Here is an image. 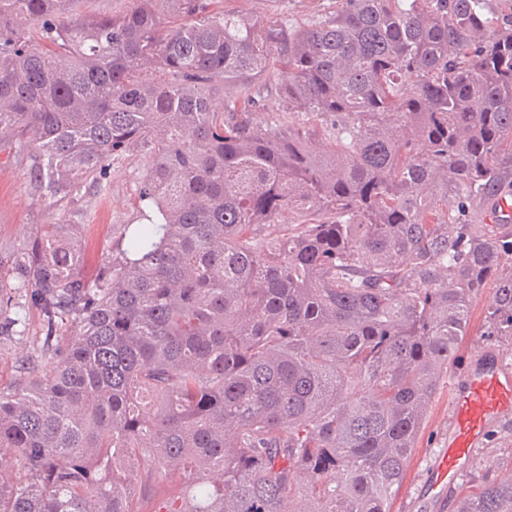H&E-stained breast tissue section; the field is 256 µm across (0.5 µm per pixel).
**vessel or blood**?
Here are the masks:
<instances>
[{"label": "vessel or blood", "instance_id": "b4317fda", "mask_svg": "<svg viewBox=\"0 0 512 512\" xmlns=\"http://www.w3.org/2000/svg\"><path fill=\"white\" fill-rule=\"evenodd\" d=\"M500 418H512V368L486 350L451 386L448 446L431 465L423 498L438 502L455 489L483 446L489 423Z\"/></svg>", "mask_w": 512, "mask_h": 512}]
</instances>
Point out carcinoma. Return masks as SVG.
Masks as SVG:
<instances>
[{
  "label": "carcinoma",
  "instance_id": "1",
  "mask_svg": "<svg viewBox=\"0 0 512 512\" xmlns=\"http://www.w3.org/2000/svg\"><path fill=\"white\" fill-rule=\"evenodd\" d=\"M0 0V139L40 196L144 154L143 224L94 279L79 224L0 250V341L44 336L0 389V512H393L471 295L512 344V17L486 0H339L304 27L213 0ZM28 17L34 34L15 27ZM288 111L250 118L275 69ZM457 185V202L437 189ZM285 209L298 223L277 224ZM303 473L306 481H297ZM457 512H512V481ZM260 95L258 98V104L256 107L254 118L257 121L263 123L275 122L281 126H299V124L305 123L307 129H309L312 136L310 141L314 145L321 144V142H328V131H325V125L317 120H302L303 117L296 116V114L289 113L285 104L280 98L278 86L274 81L262 82L259 85ZM327 138V140L325 139Z\"/></svg>",
  "mask_w": 512,
  "mask_h": 512
}]
</instances>
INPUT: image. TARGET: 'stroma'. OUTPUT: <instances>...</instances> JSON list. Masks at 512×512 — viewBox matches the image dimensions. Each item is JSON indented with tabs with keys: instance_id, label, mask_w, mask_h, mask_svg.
Segmentation results:
<instances>
[{
	"instance_id": "stroma-1",
	"label": "stroma",
	"mask_w": 512,
	"mask_h": 512,
	"mask_svg": "<svg viewBox=\"0 0 512 512\" xmlns=\"http://www.w3.org/2000/svg\"><path fill=\"white\" fill-rule=\"evenodd\" d=\"M217 10L236 13L266 24L282 18L304 26L336 9V0H215ZM254 118L281 126L306 125L310 141L321 144L326 131L321 123L289 113L280 98L275 82L260 84ZM148 169V160L136 152L113 157L107 170L104 192L86 186L75 202H59L51 197L34 195L29 182L28 161L14 158L6 141H0V247L11 248L34 236L41 224H78L88 246L83 271L87 277L97 275L111 256L112 240L124 224L140 223L139 188ZM490 289H481L473 298L467 334L456 361L440 379L426 423L420 433L416 451L406 478L393 505L394 512H456L459 499L470 490L493 480H512V420L493 423L483 448L476 451L468 471L457 488L442 503L421 499L420 490L429 465L448 441L450 394L448 385L460 375L467 360L476 351L490 348L498 352L505 365L512 367V346L488 333L486 310Z\"/></svg>"
}]
</instances>
